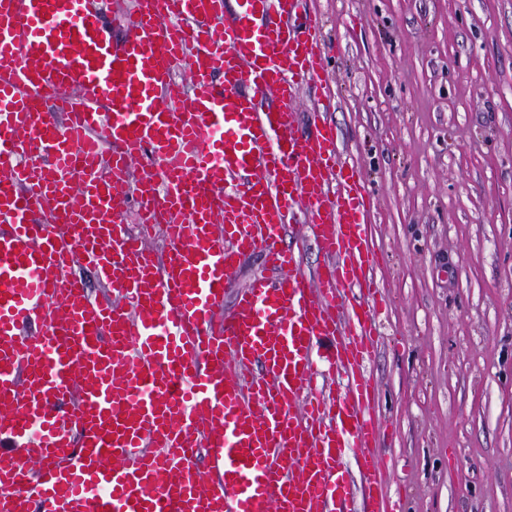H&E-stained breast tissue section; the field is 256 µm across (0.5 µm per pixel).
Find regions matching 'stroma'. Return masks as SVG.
I'll return each mask as SVG.
<instances>
[{
    "label": "stroma",
    "instance_id": "stroma-1",
    "mask_svg": "<svg viewBox=\"0 0 512 512\" xmlns=\"http://www.w3.org/2000/svg\"><path fill=\"white\" fill-rule=\"evenodd\" d=\"M377 196L378 453L404 512H512V0H310Z\"/></svg>",
    "mask_w": 512,
    "mask_h": 512
}]
</instances>
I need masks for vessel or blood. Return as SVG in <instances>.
Instances as JSON below:
<instances>
[{
  "mask_svg": "<svg viewBox=\"0 0 512 512\" xmlns=\"http://www.w3.org/2000/svg\"><path fill=\"white\" fill-rule=\"evenodd\" d=\"M303 3L0 0V512H402L375 452L376 197L324 107L296 135L327 70ZM255 250L279 276L225 312ZM299 232L302 235L308 236V240L305 239L302 244V258L304 268L314 272L321 266L322 257L314 242L313 236L310 234V231L305 224L300 227Z\"/></svg>",
  "mask_w": 512,
  "mask_h": 512,
  "instance_id": "1",
  "label": "vessel or blood"
}]
</instances>
